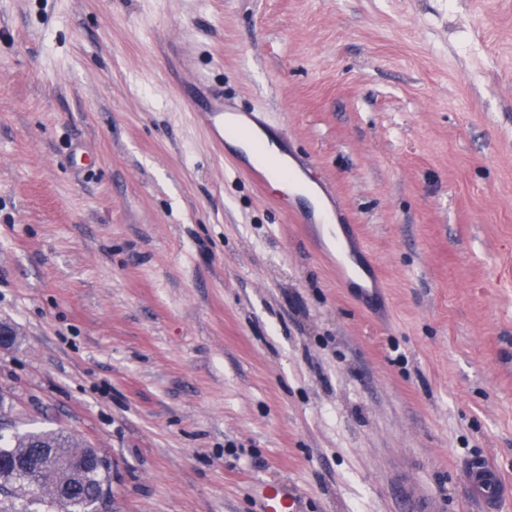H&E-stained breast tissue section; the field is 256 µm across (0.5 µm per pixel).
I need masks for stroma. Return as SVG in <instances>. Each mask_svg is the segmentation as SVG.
Listing matches in <instances>:
<instances>
[{
  "label": "stroma",
  "instance_id": "1",
  "mask_svg": "<svg viewBox=\"0 0 512 512\" xmlns=\"http://www.w3.org/2000/svg\"><path fill=\"white\" fill-rule=\"evenodd\" d=\"M261 114L335 219L191 115ZM0 435L97 512H482L512 486V0H0ZM45 450H53L57 458L44 469L42 455ZM85 450L94 452L91 448H79L72 436L60 431L27 432L15 436L14 444L0 445V461L12 464L1 469L11 467V474L15 476L11 488L6 489H10L16 498L21 499L30 496L27 489H30V485H35L37 488L34 493H46L48 501L44 499L43 502L49 507L59 505L66 507L67 512H94L97 503L105 494L103 472L89 469L81 482L71 484V474L65 466L66 460ZM16 460H35L39 464L18 469L13 465ZM63 495H69L71 502L63 499ZM466 480L472 498L484 506V512H500L504 493L502 478L496 468L485 461L470 465ZM261 512H302L299 502L289 489L277 484H266L261 489Z\"/></svg>",
  "mask_w": 512,
  "mask_h": 512
}]
</instances>
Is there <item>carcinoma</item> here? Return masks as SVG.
<instances>
[{
	"label": "carcinoma",
	"instance_id": "cac0c4a2",
	"mask_svg": "<svg viewBox=\"0 0 512 512\" xmlns=\"http://www.w3.org/2000/svg\"><path fill=\"white\" fill-rule=\"evenodd\" d=\"M81 452L73 437L60 431L27 432L14 437V444L0 445V461L34 460L37 465L16 470L10 488L16 498L30 496L28 489L36 486L48 496L47 506L66 507V512H96L99 491L105 476L98 470H88L81 482L70 483L71 474L66 460Z\"/></svg>",
	"mask_w": 512,
	"mask_h": 512
}]
</instances>
